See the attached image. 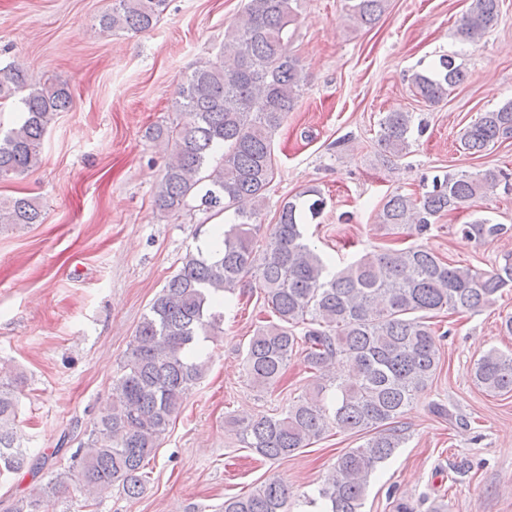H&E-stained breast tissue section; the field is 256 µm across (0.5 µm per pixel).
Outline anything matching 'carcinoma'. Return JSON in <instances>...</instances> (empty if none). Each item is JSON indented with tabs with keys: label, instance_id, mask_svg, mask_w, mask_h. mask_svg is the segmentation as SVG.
<instances>
[{
	"label": "carcinoma",
	"instance_id": "1",
	"mask_svg": "<svg viewBox=\"0 0 512 512\" xmlns=\"http://www.w3.org/2000/svg\"><path fill=\"white\" fill-rule=\"evenodd\" d=\"M167 0H115L99 18L104 31L153 30ZM387 0H347L351 21L376 24ZM298 0H247L240 18L224 32L216 57L199 61L185 77L173 127L152 139L170 150L155 192L158 208L178 213L189 195L218 213L232 212L216 254H186L155 296L130 345L122 373L112 384V407L96 422L71 464L55 473L36 497L20 498L11 512H48L52 498L69 489L93 508L117 485L130 497L143 493L146 466L178 414L184 395L203 378L202 343L224 320V294L254 278L271 318L256 326L245 355L247 374L264 387L279 382L288 362L305 355L316 372L312 386L280 411L236 423L244 447L267 460L296 455L329 428L365 437L336 459L334 474L318 490L321 512H363L377 467L407 440L399 419L442 370L441 337L433 319L444 311L475 313L512 288V262L491 272L455 264L424 245L383 247L332 272L327 258L308 243L306 223L324 205L309 189L282 201L265 247L256 221L274 178L271 141L307 84L298 57L289 51ZM500 0H472L458 27L468 42L498 24ZM463 80L450 57L439 69L417 74L418 97L433 104ZM20 95L23 119L0 135V179L21 174L41 160L43 138L54 116L68 109V87L38 79L19 63L0 68V99ZM378 145L392 157L407 154L414 133L411 112H389ZM512 138V100L485 112L467 127L463 149L475 155ZM221 160L211 164L216 151ZM502 173L487 170L434 177L420 196L395 192L377 212V223L394 235L422 236L435 220L472 207L496 188ZM42 212L28 197L0 201V224H39ZM482 241L509 237L512 225L477 217L461 227ZM342 363L351 377L320 382ZM471 376L494 396L512 394V353L485 352ZM15 382L0 381V472L35 473L16 445ZM290 493L272 477L245 495L224 500L222 512H288Z\"/></svg>",
	"mask_w": 512,
	"mask_h": 512
}]
</instances>
